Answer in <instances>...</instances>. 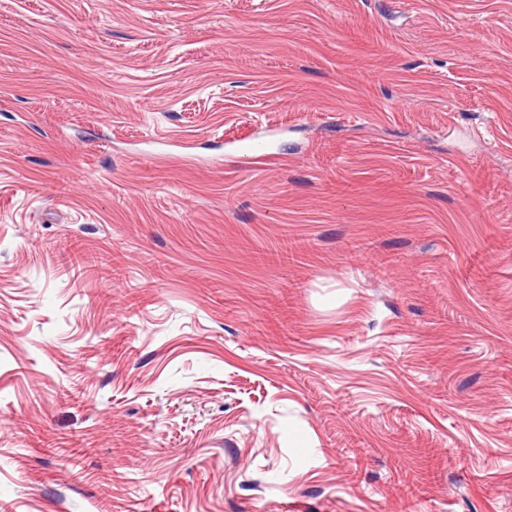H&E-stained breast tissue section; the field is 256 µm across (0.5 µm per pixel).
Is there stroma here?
<instances>
[{
	"label": "stroma",
	"instance_id": "1",
	"mask_svg": "<svg viewBox=\"0 0 512 512\" xmlns=\"http://www.w3.org/2000/svg\"><path fill=\"white\" fill-rule=\"evenodd\" d=\"M0 512H512V0H0Z\"/></svg>",
	"mask_w": 512,
	"mask_h": 512
}]
</instances>
